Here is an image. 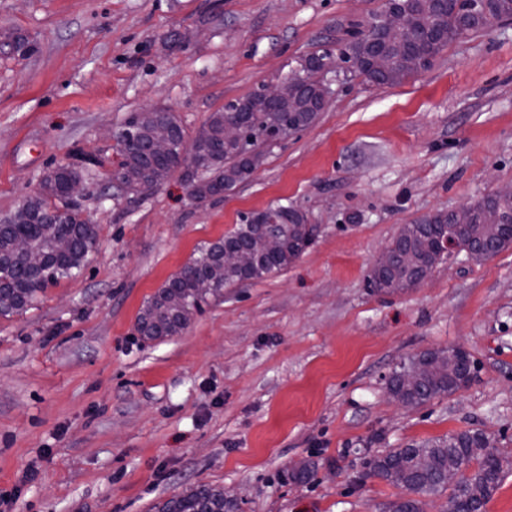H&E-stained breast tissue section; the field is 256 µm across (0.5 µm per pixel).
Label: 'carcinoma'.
Listing matches in <instances>:
<instances>
[{"mask_svg": "<svg viewBox=\"0 0 512 512\" xmlns=\"http://www.w3.org/2000/svg\"><path fill=\"white\" fill-rule=\"evenodd\" d=\"M410 15L417 41H423L433 31L441 29L446 37L431 44L427 51L435 59L448 43L466 34L485 30L477 17L471 14L469 0H401ZM383 39L377 23L361 28L354 39L341 47L349 60H358L371 40ZM326 55L318 50L304 59L310 79L304 94L310 100L323 96L322 82L316 75ZM357 74L367 83L394 85L411 71L397 64L384 77H377L365 68ZM254 111L248 113L246 130L250 138V155L234 145L224 144V123L237 121L240 112L229 109L211 115L208 123L187 148L190 163L184 173L192 188V195L206 200L224 193L246 179L259 163L263 148L271 146L270 136L284 116L265 112L256 93L245 97ZM137 133L136 142L120 146L123 160L112 180L124 185L123 191L137 192L164 182L170 172L183 160L174 152L156 154L150 150L151 137L156 126L166 125L172 143H184V134L175 117L165 111L140 112L131 118ZM134 169L140 180L135 185L124 184L122 170ZM82 179L76 169L60 165L40 182L39 189L15 211L0 218V316L20 314L38 301L46 288L62 278L79 273L89 262L94 251L97 232L95 225L83 217L79 207L67 201L68 187ZM276 225L282 238L281 250L272 258H261L249 268H241L224 260L228 251L248 246L255 240L257 225L243 220L224 238L198 250L181 271L144 306L138 317L141 335L159 339L180 334L194 313L210 296L220 295L224 289L242 282L263 278L288 268L309 246L315 234V225L306 222L305 214L288 206L272 205L261 214ZM448 233V214L440 211L423 216L402 227L392 240L395 251H410L414 263L390 269H372L369 282L379 292H394L413 288L431 271L436 239ZM28 246L41 254L43 267L34 269L22 258L21 249ZM415 372L419 383L407 384V376ZM456 366L448 364V350H428L401 364L390 376L389 391L405 405L420 406L436 398L451 394L459 387ZM491 437L484 432L467 430L445 438L414 442L403 448H390L369 462V473L393 486L410 492L440 495L448 492L445 512H465L473 503L485 508L498 488L505 473L512 469V460L497 455L485 457L479 449L487 447ZM424 458L428 469L421 471L417 461ZM469 464L460 478L448 481V462ZM237 502L224 498V489L198 485L182 494L174 495L159 506L158 512H237Z\"/></svg>", "mask_w": 512, "mask_h": 512, "instance_id": "cac0c4a2", "label": "carcinoma"}]
</instances>
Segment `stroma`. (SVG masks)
<instances>
[{
	"label": "stroma",
	"instance_id": "1",
	"mask_svg": "<svg viewBox=\"0 0 512 512\" xmlns=\"http://www.w3.org/2000/svg\"><path fill=\"white\" fill-rule=\"evenodd\" d=\"M383 2L0 0V215L76 154L99 159L83 181L89 264L0 317L14 512H155L200 484L231 488L239 512H391L407 490L368 473L388 449L480 429L512 459V246L416 288L368 284L404 225L512 181V22L395 85L339 74L316 120L223 196L193 199L180 167L133 197L112 186L132 115L171 112L193 141ZM17 35L35 52H14ZM277 203L317 227L295 262L225 289L179 335L140 334L141 309L200 248ZM451 346L473 380L397 405L394 369Z\"/></svg>",
	"mask_w": 512,
	"mask_h": 512
}]
</instances>
